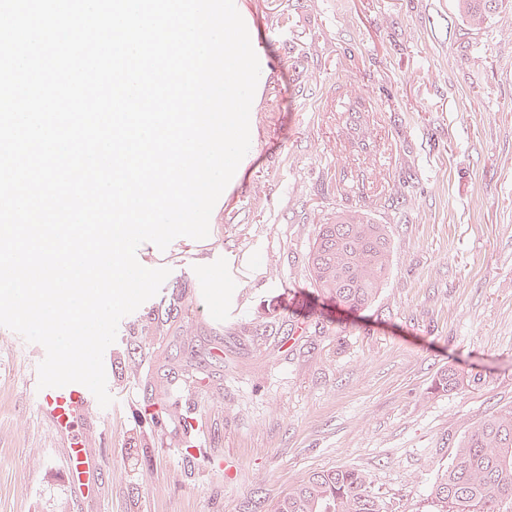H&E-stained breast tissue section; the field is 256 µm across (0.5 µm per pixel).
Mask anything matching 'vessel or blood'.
Returning <instances> with one entry per match:
<instances>
[{
  "label": "vessel or blood",
  "mask_w": 512,
  "mask_h": 512,
  "mask_svg": "<svg viewBox=\"0 0 512 512\" xmlns=\"http://www.w3.org/2000/svg\"><path fill=\"white\" fill-rule=\"evenodd\" d=\"M92 403V392L78 383L45 388L35 393L36 413L61 440L69 486L79 499L100 491L104 483L102 473L94 462L96 454L78 429L79 420Z\"/></svg>",
  "instance_id": "vessel-or-blood-1"
}]
</instances>
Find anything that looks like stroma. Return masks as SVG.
Wrapping results in <instances>:
<instances>
[{
  "instance_id": "stroma-1",
  "label": "stroma",
  "mask_w": 512,
  "mask_h": 512,
  "mask_svg": "<svg viewBox=\"0 0 512 512\" xmlns=\"http://www.w3.org/2000/svg\"><path fill=\"white\" fill-rule=\"evenodd\" d=\"M237 4L268 63L252 150L207 238L137 250L185 283L192 326L141 335L153 298L120 321L113 402L83 423L106 496L83 502L35 414L45 350L0 326V512H273L330 467L429 512L459 439L512 404V8L474 27L458 0ZM354 206L387 225L390 272L319 330L308 252ZM448 368L463 386L435 390Z\"/></svg>"
}]
</instances>
